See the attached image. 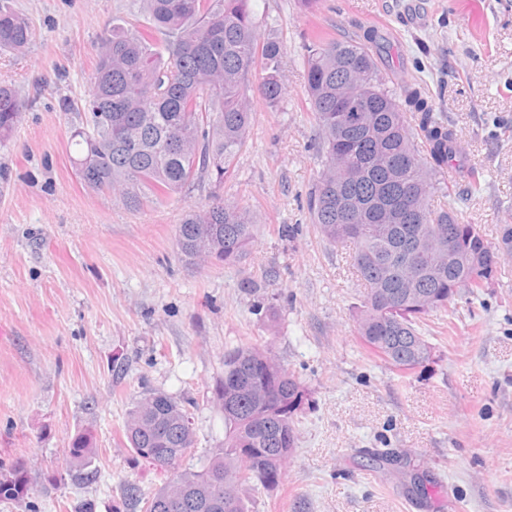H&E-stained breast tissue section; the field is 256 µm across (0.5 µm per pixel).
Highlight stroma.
<instances>
[{"label": "stroma", "mask_w": 512, "mask_h": 512, "mask_svg": "<svg viewBox=\"0 0 512 512\" xmlns=\"http://www.w3.org/2000/svg\"><path fill=\"white\" fill-rule=\"evenodd\" d=\"M34 37L0 50V83L27 103L0 144V466L28 464L29 498L0 512H114L127 484L150 499L165 479L133 459L122 430L147 389L190 403L199 469L224 445L212 388L224 353L267 342L305 395L298 446L278 485L250 512H512V256L490 288L433 316L434 361L405 377L368 355L356 333L364 287L351 248L323 240L307 208L322 169L305 95L304 54L322 30L377 33L390 90L421 81L455 122L482 190L460 205L496 241L512 220V0H259L262 32L285 45V94L257 103L234 171L144 210L85 186L70 133L90 90L96 45L132 0H0ZM246 208L257 236L238 263L191 265L176 243L185 211L211 194ZM293 227V236L280 233ZM91 434L92 479L67 450ZM407 454L436 480L412 499L372 449Z\"/></svg>", "instance_id": "1"}]
</instances>
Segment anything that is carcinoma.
<instances>
[{
  "label": "carcinoma",
  "instance_id": "1",
  "mask_svg": "<svg viewBox=\"0 0 512 512\" xmlns=\"http://www.w3.org/2000/svg\"><path fill=\"white\" fill-rule=\"evenodd\" d=\"M256 0H139L135 22L115 23L97 47V63L83 111L87 127L71 134L73 164L88 187L107 191L141 210L205 180L224 181L245 145L252 115L250 77L269 108L284 94L283 43L259 32ZM29 23L0 7V48L21 51ZM372 38L338 40L315 33L306 46V100L321 132L323 168L311 193V220L329 243L352 244L354 265L367 286L357 319L362 346L405 377L431 360L434 347L420 324L434 313L454 315L458 286L472 296L490 287L499 264L495 244L453 205L431 204L478 192L482 172L466 164L448 115L420 85L404 91V111L385 87ZM26 102L0 86V140L19 125ZM454 169L459 180L445 179ZM249 212L215 196L188 211L176 228L188 262H238L256 237ZM454 260L448 261V248ZM304 390L267 345L242 343L224 352V375L213 399L224 413V448L197 470H174L150 499L196 504L182 512H249L246 493L276 485L296 447L294 414ZM181 402L147 390L127 414L123 436L134 454L163 462L184 458L195 445ZM267 422V432L255 430ZM81 476L96 448L81 434L68 450ZM1 503L32 490L27 469L0 470ZM232 504L230 510L210 506Z\"/></svg>",
  "mask_w": 512,
  "mask_h": 512
}]
</instances>
